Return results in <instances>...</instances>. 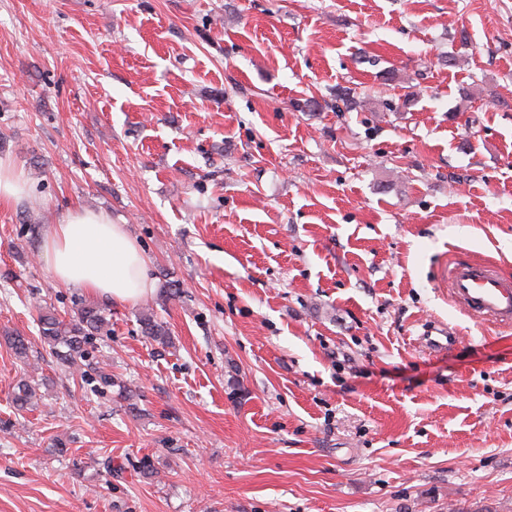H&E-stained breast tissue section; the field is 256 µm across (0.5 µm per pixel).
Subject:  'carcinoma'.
Returning <instances> with one entry per match:
<instances>
[{"mask_svg": "<svg viewBox=\"0 0 512 512\" xmlns=\"http://www.w3.org/2000/svg\"><path fill=\"white\" fill-rule=\"evenodd\" d=\"M140 323L146 338L161 345L168 344V329L155 319L153 313H142ZM38 325L43 344L48 346L56 357L70 363L85 357V346L92 337L111 331L106 309L90 303L77 307L66 317L59 316L53 308L41 307L38 309ZM5 342L17 357L28 360L29 347L25 337L11 334L5 336ZM42 385V378L38 380L28 377L19 380L13 395L17 408L26 409L34 405L40 397L38 391Z\"/></svg>", "mask_w": 512, "mask_h": 512, "instance_id": "1", "label": "carcinoma"}]
</instances>
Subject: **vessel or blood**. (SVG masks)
<instances>
[{"mask_svg": "<svg viewBox=\"0 0 512 512\" xmlns=\"http://www.w3.org/2000/svg\"><path fill=\"white\" fill-rule=\"evenodd\" d=\"M451 298L466 311L499 325H512V278L487 261H459L444 273ZM455 338L448 327L433 323L419 336L422 347L441 351Z\"/></svg>", "mask_w": 512, "mask_h": 512, "instance_id": "1", "label": "vessel or blood"}]
</instances>
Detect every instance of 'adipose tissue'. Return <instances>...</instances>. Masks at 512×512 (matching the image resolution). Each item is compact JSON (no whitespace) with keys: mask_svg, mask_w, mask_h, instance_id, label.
I'll return each mask as SVG.
<instances>
[{"mask_svg":"<svg viewBox=\"0 0 512 512\" xmlns=\"http://www.w3.org/2000/svg\"><path fill=\"white\" fill-rule=\"evenodd\" d=\"M41 257L56 281L105 299L133 303L150 288L147 260L124 225L77 207L66 212L42 244Z\"/></svg>","mask_w":512,"mask_h":512,"instance_id":"obj_1","label":"adipose tissue"}]
</instances>
